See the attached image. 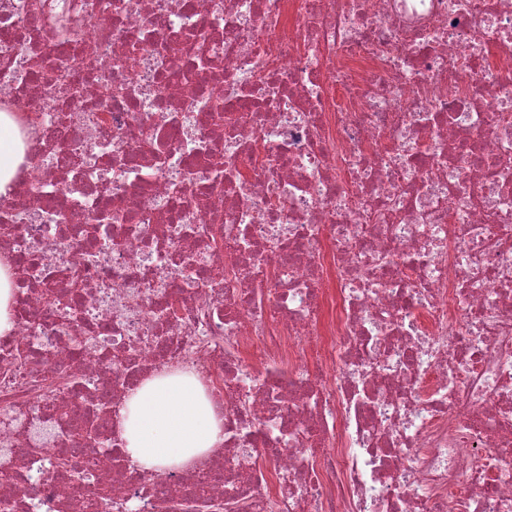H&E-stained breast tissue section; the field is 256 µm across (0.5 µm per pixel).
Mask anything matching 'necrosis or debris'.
<instances>
[{"mask_svg":"<svg viewBox=\"0 0 512 512\" xmlns=\"http://www.w3.org/2000/svg\"><path fill=\"white\" fill-rule=\"evenodd\" d=\"M39 2L0 0V512H512V0ZM161 370L224 416L183 470L122 451ZM19 125L16 118L0 113V190L11 182L22 161L18 145ZM13 328L9 266L0 262V336L9 335Z\"/></svg>","mask_w":512,"mask_h":512,"instance_id":"necrosis-or-debris-1","label":"necrosis or debris"}]
</instances>
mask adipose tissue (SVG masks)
<instances>
[{"label": "adipose tissue", "instance_id": "adipose-tissue-1", "mask_svg": "<svg viewBox=\"0 0 512 512\" xmlns=\"http://www.w3.org/2000/svg\"><path fill=\"white\" fill-rule=\"evenodd\" d=\"M15 117L0 113V190L22 160ZM124 453L146 470L184 467L224 440V421L215 415L200 378L162 374L130 392L121 412Z\"/></svg>", "mask_w": 512, "mask_h": 512}]
</instances>
